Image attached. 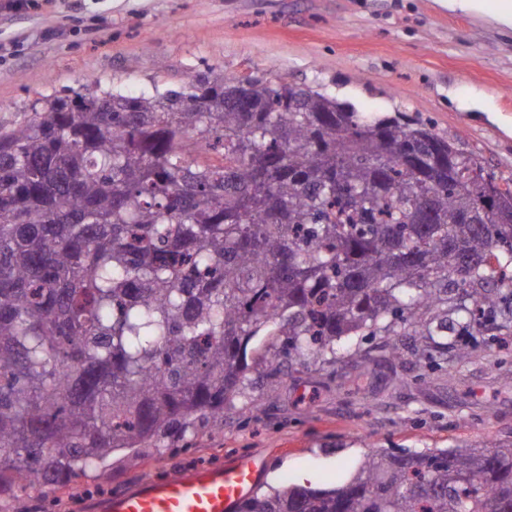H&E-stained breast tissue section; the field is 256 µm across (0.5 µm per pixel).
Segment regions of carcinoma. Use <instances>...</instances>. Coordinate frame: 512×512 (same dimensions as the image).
Returning <instances> with one entry per match:
<instances>
[{
	"instance_id": "1",
	"label": "carcinoma",
	"mask_w": 512,
	"mask_h": 512,
	"mask_svg": "<svg viewBox=\"0 0 512 512\" xmlns=\"http://www.w3.org/2000/svg\"><path fill=\"white\" fill-rule=\"evenodd\" d=\"M459 152L252 72L0 128V512L19 482L97 481L118 449L223 423L262 333L333 365L366 336L483 328L512 302V177ZM237 512H512V446L376 453Z\"/></svg>"
}]
</instances>
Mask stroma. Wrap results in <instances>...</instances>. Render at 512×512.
Listing matches in <instances>:
<instances>
[{
  "instance_id": "stroma-1",
  "label": "stroma",
  "mask_w": 512,
  "mask_h": 512,
  "mask_svg": "<svg viewBox=\"0 0 512 512\" xmlns=\"http://www.w3.org/2000/svg\"><path fill=\"white\" fill-rule=\"evenodd\" d=\"M438 0H0V126L91 87L137 96L184 89L207 70L254 71L378 115L432 121L497 174L512 176V28ZM402 355L364 342V364L307 365L259 338V372L195 445L160 455L122 449L105 463L110 493L243 456L256 486L332 488L378 451L512 443V346L494 330ZM467 351L459 360V351Z\"/></svg>"
}]
</instances>
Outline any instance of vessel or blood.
Wrapping results in <instances>:
<instances>
[{
  "label": "vessel or blood",
  "instance_id": "1",
  "mask_svg": "<svg viewBox=\"0 0 512 512\" xmlns=\"http://www.w3.org/2000/svg\"><path fill=\"white\" fill-rule=\"evenodd\" d=\"M262 464L242 458L227 467L148 479L121 494L91 501L88 512H236L253 492Z\"/></svg>",
  "mask_w": 512,
  "mask_h": 512
}]
</instances>
